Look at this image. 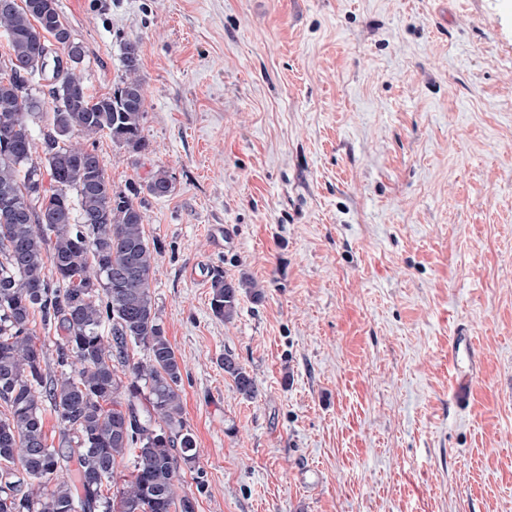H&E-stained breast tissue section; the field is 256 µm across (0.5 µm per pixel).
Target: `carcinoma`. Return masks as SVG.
<instances>
[{"label": "carcinoma", "instance_id": "1", "mask_svg": "<svg viewBox=\"0 0 512 512\" xmlns=\"http://www.w3.org/2000/svg\"><path fill=\"white\" fill-rule=\"evenodd\" d=\"M0 28L8 38L0 55V512H196V497L182 488L198 452L184 421L181 363L150 291L157 245L141 204L113 192L87 146L105 132L134 154L150 151L139 45H124L119 86L95 98L80 74L83 47L56 0H0ZM51 59L52 129L40 166L28 116L43 102L27 87ZM142 189L164 197L172 181L158 170ZM210 288L211 310L225 321L241 292L263 298L245 273L216 274ZM37 316L57 335V378L45 372V345L30 328ZM131 344L145 360L130 357ZM223 365L239 394L254 398L247 369L228 353ZM47 406L61 425L57 448L44 431ZM130 450L133 471L119 484Z\"/></svg>", "mask_w": 512, "mask_h": 512}]
</instances>
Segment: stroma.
Instances as JSON below:
<instances>
[{
	"mask_svg": "<svg viewBox=\"0 0 512 512\" xmlns=\"http://www.w3.org/2000/svg\"><path fill=\"white\" fill-rule=\"evenodd\" d=\"M58 6L95 96L140 46L151 151L94 146L173 182L141 201L197 512H512V0ZM217 272L263 299L215 317ZM468 360L467 366L460 365L461 357ZM474 358V349L470 336H455L448 349V360L453 368V396L458 407L468 405L473 388L474 373L470 363ZM223 365L225 373L233 378L239 394L247 399L254 398L257 390L255 382L247 369L228 353L224 354Z\"/></svg>",
	"mask_w": 512,
	"mask_h": 512,
	"instance_id": "obj_1",
	"label": "stroma"
}]
</instances>
